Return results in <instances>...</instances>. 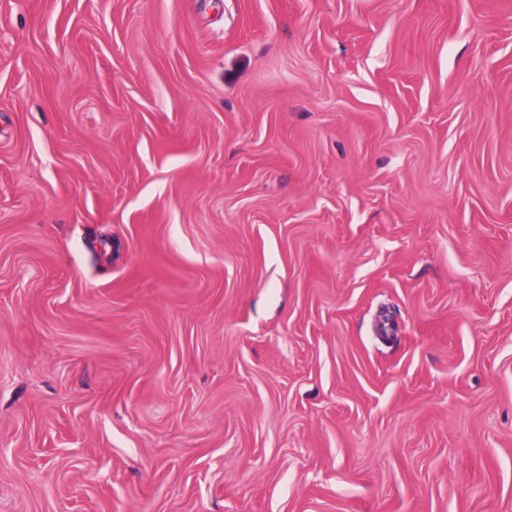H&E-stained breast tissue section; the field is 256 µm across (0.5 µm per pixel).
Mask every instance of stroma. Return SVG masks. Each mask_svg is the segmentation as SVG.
Returning <instances> with one entry per match:
<instances>
[{
	"mask_svg": "<svg viewBox=\"0 0 512 512\" xmlns=\"http://www.w3.org/2000/svg\"><path fill=\"white\" fill-rule=\"evenodd\" d=\"M0 512H512V0H0Z\"/></svg>",
	"mask_w": 512,
	"mask_h": 512,
	"instance_id": "1",
	"label": "stroma"
}]
</instances>
